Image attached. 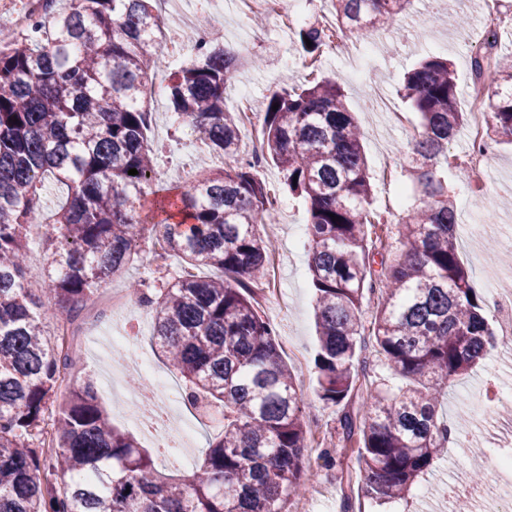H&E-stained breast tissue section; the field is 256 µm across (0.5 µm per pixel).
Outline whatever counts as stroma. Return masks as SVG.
I'll use <instances>...</instances> for the list:
<instances>
[{
  "mask_svg": "<svg viewBox=\"0 0 512 512\" xmlns=\"http://www.w3.org/2000/svg\"><path fill=\"white\" fill-rule=\"evenodd\" d=\"M483 6L484 0H413L403 17L374 36L370 56L362 54L363 39L352 37L342 51L324 58L314 71L304 67L307 55L296 40L294 27L272 20L256 26L253 19L240 15L236 0H224L220 14L208 11L203 0H179L175 5L167 2L160 11L166 16L177 7L192 20L208 16L225 46L244 58L241 76L257 103H264L270 91L280 86L301 85L314 77L336 79L363 131L373 206L392 215L384 234L392 243L416 196L407 170L412 160L410 141L419 117L403 96L404 77L425 57H445L454 63L460 91H467L472 81L471 59L483 50L482 42L475 38ZM456 15L467 17V28L449 26V17ZM255 58L261 59V66H252ZM150 106L155 113L152 133L161 146L157 171L162 182L183 183L213 166L209 151L178 124L167 95L151 99ZM487 149V173L478 195L467 196L465 180L452 177L448 183L458 213L460 258L470 272L472 287L490 299L512 291V254L501 248L502 240L512 237V144L491 141ZM259 175L271 192L280 193L283 207L277 216L278 231L273 237L275 250L269 268L276 293L258 310L276 328L281 355L295 373L298 390L309 405V425L318 427L330 442L336 438L337 413L316 395L313 364L315 290L307 268L306 245L310 216L302 199L281 194L282 175L272 162H265ZM183 267L181 260L172 257L151 265L136 264L125 276L107 279L101 291L126 293L133 280L155 286L177 278ZM116 333L135 334L137 349L151 357L160 373L169 374L164 357L152 341L151 317L136 307L101 322L87 319L74 338V347L80 351L92 342L103 350L111 346ZM498 386L512 392V369L490 353L472 372L451 383L438 408L449 424L466 420L457 444L449 446L432 471L419 479L408 501L378 506L365 498L362 508L366 512H455L454 501L445 498L449 487L470 479L474 468L489 469V458L497 450L499 420L512 416V401H506L496 405L495 415L488 417L483 426L473 425L482 396ZM99 398L113 426L132 434L149 451L158 470L177 478L183 476V469L159 451L153 439L115 409L107 392H100Z\"/></svg>",
  "mask_w": 512,
  "mask_h": 512,
  "instance_id": "stroma-1",
  "label": "stroma"
}]
</instances>
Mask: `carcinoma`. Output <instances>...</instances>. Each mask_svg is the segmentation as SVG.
<instances>
[{"label": "carcinoma", "instance_id": "1", "mask_svg": "<svg viewBox=\"0 0 512 512\" xmlns=\"http://www.w3.org/2000/svg\"><path fill=\"white\" fill-rule=\"evenodd\" d=\"M56 2L26 34L0 29V512H282L307 492L308 424L276 331L255 309L253 286L265 281L271 255L257 226L275 223L277 211L257 166L240 155V113L224 107L243 59L216 44L205 20L188 35L195 57L171 74L168 98L224 168L166 187L147 121V85L168 57L158 0ZM411 2L331 0L338 32L359 38L391 26ZM296 36L310 55L326 46L314 23ZM497 44L488 42L472 67L496 86L486 135L512 143V59ZM457 87L446 59L426 58L407 74L404 97L420 115L409 170L419 198L399 254L378 274L368 238L381 220H373L363 134L339 85L324 78L267 97L265 158L309 206L317 393L340 409L342 442L318 459L336 471L343 512L356 490L375 502L408 500L454 434L436 411L449 380L495 343L456 244L448 145L466 122ZM47 178L67 188L51 214L38 187ZM159 193L166 217L157 221L144 200ZM45 221L39 284L27 273V225ZM147 229L163 253L217 270L158 290L130 286L152 310L156 346L191 404L224 416V434L173 481L112 426L91 378L58 406L55 448L40 441L73 366L67 327L102 281L139 259L134 248ZM367 293L377 295L368 327ZM369 348L406 386L368 381Z\"/></svg>", "mask_w": 512, "mask_h": 512}]
</instances>
